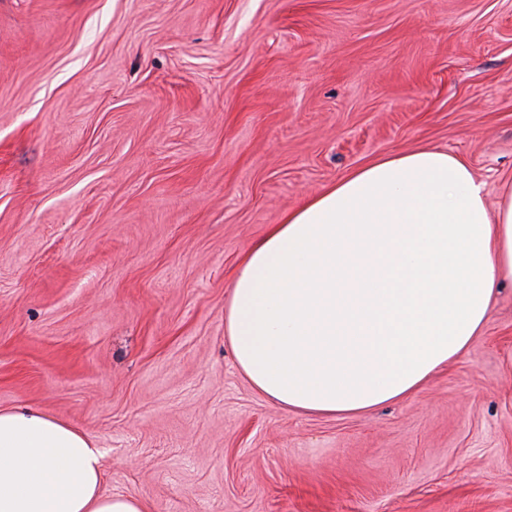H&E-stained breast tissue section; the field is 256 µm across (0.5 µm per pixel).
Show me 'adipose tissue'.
Listing matches in <instances>:
<instances>
[{"label":"adipose tissue","mask_w":512,"mask_h":512,"mask_svg":"<svg viewBox=\"0 0 512 512\" xmlns=\"http://www.w3.org/2000/svg\"><path fill=\"white\" fill-rule=\"evenodd\" d=\"M467 163L386 154L306 198L239 259L224 333L275 404L363 414L460 358L512 284V181L496 212ZM0 512H147L101 489L99 454L30 406L0 410Z\"/></svg>","instance_id":"1"}]
</instances>
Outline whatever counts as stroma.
<instances>
[{
	"mask_svg": "<svg viewBox=\"0 0 512 512\" xmlns=\"http://www.w3.org/2000/svg\"><path fill=\"white\" fill-rule=\"evenodd\" d=\"M419 146L496 206L512 0H0V409L149 512H512V286L466 353L365 415L283 409L224 337L239 257Z\"/></svg>",
	"mask_w": 512,
	"mask_h": 512,
	"instance_id": "stroma-1",
	"label": "stroma"
}]
</instances>
